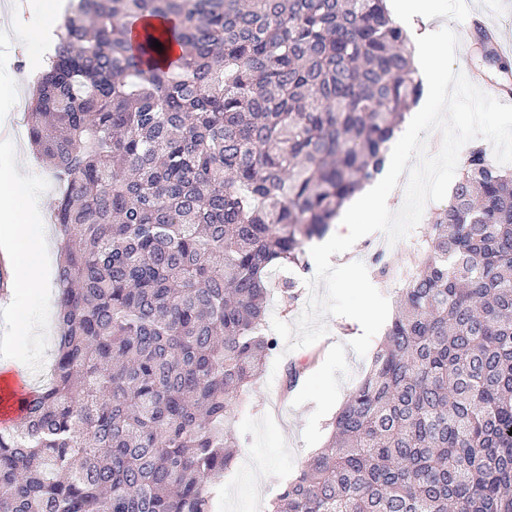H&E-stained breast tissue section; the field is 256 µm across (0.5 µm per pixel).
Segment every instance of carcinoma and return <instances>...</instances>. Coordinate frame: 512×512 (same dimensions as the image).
<instances>
[{
	"mask_svg": "<svg viewBox=\"0 0 512 512\" xmlns=\"http://www.w3.org/2000/svg\"><path fill=\"white\" fill-rule=\"evenodd\" d=\"M407 43L385 0L70 4L26 117L59 185L57 349L0 428V512H211L277 348L268 274L307 273L388 165ZM329 426L272 512H512V171L483 145Z\"/></svg>",
	"mask_w": 512,
	"mask_h": 512,
	"instance_id": "cac0c4a2",
	"label": "carcinoma"
}]
</instances>
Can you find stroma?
<instances>
[{
  "mask_svg": "<svg viewBox=\"0 0 512 512\" xmlns=\"http://www.w3.org/2000/svg\"><path fill=\"white\" fill-rule=\"evenodd\" d=\"M434 3L436 15L429 24L431 30L457 26L459 18L474 5L486 10L504 32L512 35V0ZM15 141L34 191L36 222L46 234H53L49 214L57 197V184L34 159L27 138L19 135ZM424 232V226H417L406 239L386 249L383 257L393 271L387 287H380L366 258L377 240L371 234L343 264L323 263L318 244H311V269L290 310H283L278 293H271L268 331L277 338L279 347L229 422L240 439V448L234 465L224 474L213 512H268L270 503L305 459L323 447L329 423L368 371L395 312V293L403 285V274ZM368 307L375 312L370 322L363 317ZM56 342L51 336L36 343L0 311V359L11 361L16 374L29 386L43 381ZM305 359L311 363L305 377L293 391L283 392L284 366Z\"/></svg>",
  "mask_w": 512,
  "mask_h": 512,
  "instance_id": "obj_1",
  "label": "stroma"
}]
</instances>
